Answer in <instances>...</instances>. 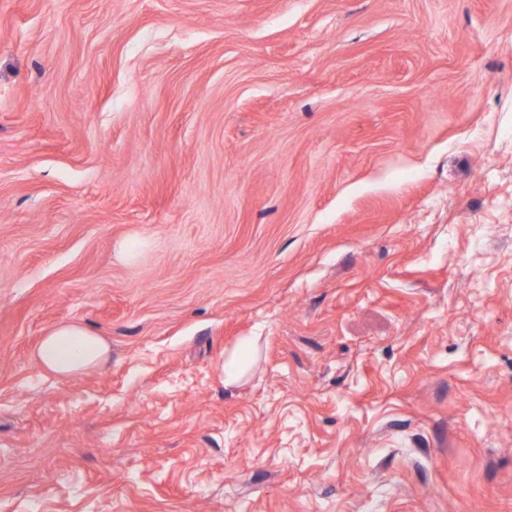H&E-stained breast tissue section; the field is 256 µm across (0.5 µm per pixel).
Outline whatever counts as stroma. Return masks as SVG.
<instances>
[{"label": "stroma", "mask_w": 512, "mask_h": 512, "mask_svg": "<svg viewBox=\"0 0 512 512\" xmlns=\"http://www.w3.org/2000/svg\"><path fill=\"white\" fill-rule=\"evenodd\" d=\"M0 512H512V0H0ZM108 345L85 326L61 324L39 343L36 358L42 369L53 375H75L104 361Z\"/></svg>", "instance_id": "obj_1"}]
</instances>
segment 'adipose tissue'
I'll return each mask as SVG.
<instances>
[{"label":"adipose tissue","mask_w":512,"mask_h":512,"mask_svg":"<svg viewBox=\"0 0 512 512\" xmlns=\"http://www.w3.org/2000/svg\"><path fill=\"white\" fill-rule=\"evenodd\" d=\"M108 353L105 341L85 326L62 324L42 338L36 358L47 373L75 375L98 366Z\"/></svg>","instance_id":"obj_1"}]
</instances>
